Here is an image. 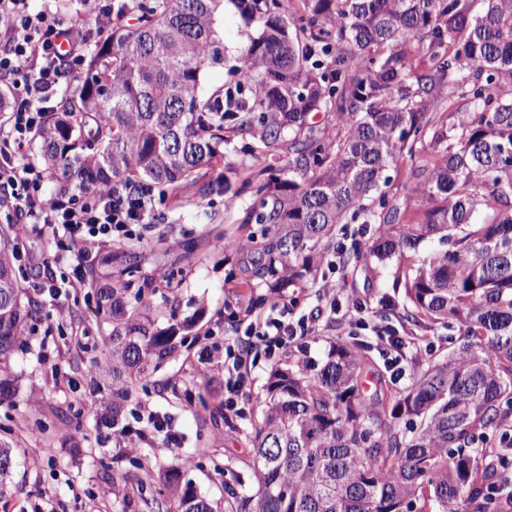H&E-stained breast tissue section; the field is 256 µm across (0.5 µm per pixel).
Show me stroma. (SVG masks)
<instances>
[{
    "mask_svg": "<svg viewBox=\"0 0 512 512\" xmlns=\"http://www.w3.org/2000/svg\"><path fill=\"white\" fill-rule=\"evenodd\" d=\"M258 28L244 25L225 5L221 36L224 64L208 67L203 78L208 88L234 83L241 49L256 37ZM254 198L245 194L226 204L218 195L193 200L175 208L169 199L156 200L151 226L132 225L129 243L148 257L145 274L154 278L145 298L155 310V325L164 329L186 319L197 325L176 357L149 370L133 390L126 406L125 426L147 430L151 417L169 421L177 446L162 438L119 448L109 441L108 429L84 403L97 398L96 382H108L106 372L90 378L89 368L110 350L111 327L96 315L89 288L67 292L50 300L52 278L71 275V264H55L54 238L33 231L31 225L14 227L18 247L15 272L37 314L29 320L22 342L8 361L15 391L0 399V438L15 450L12 473L0 485V512H33L40 496L59 501L63 512H122L112 494L113 477H125L127 486L141 485L144 496L155 494L159 474L180 467L183 481L222 512L229 493L248 496L254 491V450L247 438L259 413L258 397L275 366L262 344H255L250 372L251 397L228 409L224 386V348L242 340L248 311L249 289L238 253L227 250L217 230L236 236L240 219ZM196 242L184 253L183 242ZM313 279L302 289H285L282 302H295V317H315L316 333L302 349H289L288 357L308 372H317L336 338H355L370 347L376 363H383L380 330L395 329L403 336L432 341L429 360L446 357L461 339L458 327L432 330L402 319L403 300L392 283L395 264L373 271L356 264L328 268L332 251H325ZM342 284L346 295L374 304V314L359 317L330 311L324 284ZM387 307H379V300ZM142 469L131 466V459Z\"/></svg>",
    "mask_w": 512,
    "mask_h": 512,
    "instance_id": "1",
    "label": "stroma"
}]
</instances>
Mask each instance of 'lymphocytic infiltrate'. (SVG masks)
<instances>
[{
    "mask_svg": "<svg viewBox=\"0 0 512 512\" xmlns=\"http://www.w3.org/2000/svg\"><path fill=\"white\" fill-rule=\"evenodd\" d=\"M83 29L66 24L57 11L33 13L28 0H0V73L13 77L0 102V213L21 224L63 237L55 263L81 260L90 250L121 242L147 212L133 196L112 187L79 193L46 194L47 171L30 162L25 149L41 127L46 105L62 79L74 78L88 52ZM246 330L258 337L268 358L288 344L307 339L306 319L256 316ZM498 474L486 491L497 512H512V429L503 431L494 453Z\"/></svg>",
    "mask_w": 512,
    "mask_h": 512,
    "instance_id": "1",
    "label": "lymphocytic infiltrate"
}]
</instances>
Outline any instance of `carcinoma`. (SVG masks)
<instances>
[{
    "mask_svg": "<svg viewBox=\"0 0 512 512\" xmlns=\"http://www.w3.org/2000/svg\"><path fill=\"white\" fill-rule=\"evenodd\" d=\"M235 0L261 33L240 53L244 87L208 91L201 75L224 64V0H137L51 107L38 156L59 188L124 185L145 192L194 187L203 200L252 189L258 205L225 244L242 255L246 284L299 287L336 225L361 221L365 245L342 262H396L406 319L464 328L441 360L416 361L413 382L389 390L366 346L332 342L311 376L277 368L264 386L254 494H229L226 512H491L483 489L486 434L512 423V0ZM448 100L434 112L433 99ZM250 137L269 162L242 181L224 145ZM410 162L406 177L387 175ZM279 171L288 174L281 179ZM217 173L212 178L209 173ZM422 198L418 208L408 199ZM446 245L422 260L421 242ZM8 230L0 232V360L22 339L24 301ZM115 270L90 271L97 316L112 323L116 428L132 388L176 350L154 328L141 272L127 247ZM176 512H213L178 469L164 473ZM123 512H161L155 499L113 481Z\"/></svg>",
    "mask_w": 512,
    "mask_h": 512,
    "instance_id": "carcinoma-1",
    "label": "carcinoma"
}]
</instances>
